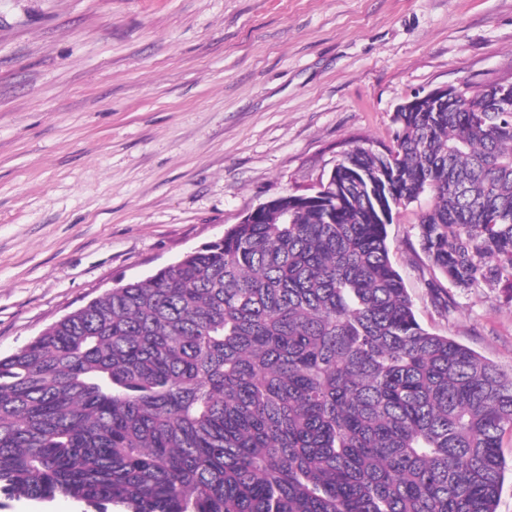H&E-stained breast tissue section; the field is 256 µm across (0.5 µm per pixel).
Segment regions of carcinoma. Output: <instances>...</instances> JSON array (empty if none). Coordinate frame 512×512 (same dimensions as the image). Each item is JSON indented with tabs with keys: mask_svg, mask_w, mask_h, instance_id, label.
I'll return each mask as SVG.
<instances>
[{
	"mask_svg": "<svg viewBox=\"0 0 512 512\" xmlns=\"http://www.w3.org/2000/svg\"><path fill=\"white\" fill-rule=\"evenodd\" d=\"M490 85L393 115L315 195L0 358V493L92 512H495L512 376L417 320L387 242L512 293V112Z\"/></svg>",
	"mask_w": 512,
	"mask_h": 512,
	"instance_id": "1",
	"label": "carcinoma"
}]
</instances>
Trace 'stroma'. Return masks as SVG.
<instances>
[{
  "mask_svg": "<svg viewBox=\"0 0 512 512\" xmlns=\"http://www.w3.org/2000/svg\"><path fill=\"white\" fill-rule=\"evenodd\" d=\"M511 77L512 0H0V356L314 194L415 95ZM427 205L388 228L415 314L510 374L512 298L438 302Z\"/></svg>",
  "mask_w": 512,
  "mask_h": 512,
  "instance_id": "obj_1",
  "label": "stroma"
}]
</instances>
